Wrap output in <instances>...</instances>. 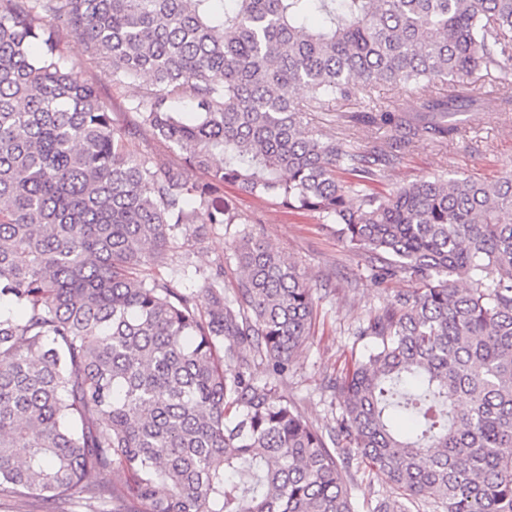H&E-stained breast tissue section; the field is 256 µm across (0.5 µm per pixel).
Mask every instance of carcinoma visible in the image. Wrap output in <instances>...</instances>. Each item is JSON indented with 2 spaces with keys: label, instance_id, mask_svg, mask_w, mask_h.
Returning a JSON list of instances; mask_svg holds the SVG:
<instances>
[{
  "label": "carcinoma",
  "instance_id": "carcinoma-1",
  "mask_svg": "<svg viewBox=\"0 0 512 512\" xmlns=\"http://www.w3.org/2000/svg\"><path fill=\"white\" fill-rule=\"evenodd\" d=\"M316 12L321 22L310 23ZM123 86L137 155L58 23ZM512 0H0V496L89 512H355L341 469L390 483L371 512H512V172L376 191L414 141L512 106ZM362 150L305 121L365 89ZM196 170L203 178L193 179ZM318 215L414 287L360 328L323 433L279 391L313 288L249 233L192 289L179 239L246 224L224 184ZM266 377L254 373L256 363ZM421 95V90H419L415 85H398L396 87L386 86L379 87L376 90L372 91V93H368L365 98L364 104L357 105L355 101L346 103L343 107L340 108L341 105L336 106V112H340L339 110L346 112H354V111H368V107L371 109H379L384 108L386 106H400L404 108H412L415 106L418 97ZM367 105V108H363V106Z\"/></svg>",
  "mask_w": 512,
  "mask_h": 512
}]
</instances>
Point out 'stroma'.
Masks as SVG:
<instances>
[{
  "mask_svg": "<svg viewBox=\"0 0 512 512\" xmlns=\"http://www.w3.org/2000/svg\"><path fill=\"white\" fill-rule=\"evenodd\" d=\"M64 42L81 78L111 95L118 125L129 124L132 115L126 106L135 94L134 89L115 85L111 68L91 59L73 36H65ZM466 120L463 136L447 145L419 142L403 164L389 172L380 192L442 169L490 178L512 170V107L493 113L472 109ZM224 196L246 222L228 225L193 245L189 267L206 271L223 265L224 285L232 287L237 266L232 241L242 231L264 238L298 265L318 289L317 318L312 334L300 350L297 365L280 391L296 403L315 427L335 426L339 412L326 387L328 379L342 371L352 354L370 347V339L356 334L369 313L384 299L408 289L409 284L398 278L375 282L365 261L326 230L315 214L289 209L268 197L243 193L232 184L225 185ZM343 479L356 512H368L370 504L393 495L390 485L363 468L347 471Z\"/></svg>",
  "mask_w": 512,
  "mask_h": 512,
  "instance_id": "stroma-1",
  "label": "stroma"
}]
</instances>
